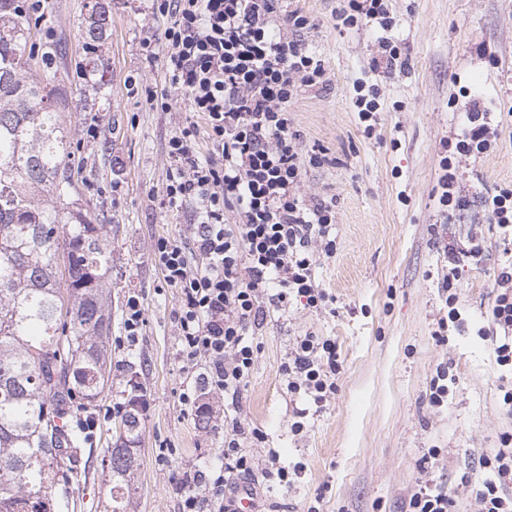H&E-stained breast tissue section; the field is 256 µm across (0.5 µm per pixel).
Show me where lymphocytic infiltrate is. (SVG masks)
Returning <instances> with one entry per match:
<instances>
[{
  "label": "lymphocytic infiltrate",
  "mask_w": 512,
  "mask_h": 512,
  "mask_svg": "<svg viewBox=\"0 0 512 512\" xmlns=\"http://www.w3.org/2000/svg\"><path fill=\"white\" fill-rule=\"evenodd\" d=\"M172 21L162 48L144 42L146 53H161L163 67L188 98L202 124L179 128L168 141L170 174L161 193L173 210L194 202L198 224L193 250L166 238L155 243V258L167 286L180 295L177 354L190 380L179 394L184 413L201 408L204 394L237 405L254 364L247 331L251 322L292 302L328 307L332 298L317 283L321 255L331 254L336 224L333 203H306L299 188L307 168L328 161L320 148H305L291 126L288 107L303 88L325 82L322 60L302 40L314 23L287 9L285 0H155ZM344 26L369 23L381 28L382 53L374 69L390 70L401 60L388 36L396 25L387 0H346ZM466 124L442 157L440 202L463 209L465 197L454 188L457 157H479L498 137L493 118L478 99L464 102ZM214 156L200 158L199 139ZM236 211L229 224L226 211ZM489 310L500 335L494 352L500 367L512 368V262L500 268ZM340 363L336 344L313 335L296 337L282 375L288 390L319 405L336 392ZM260 430L232 422L224 434L219 465L180 473L179 512H203L217 505L234 512V497L256 469L246 443L264 442ZM486 476L471 512H512V433L480 460Z\"/></svg>",
  "instance_id": "obj_1"
}]
</instances>
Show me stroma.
Returning <instances> with one entry per match:
<instances>
[{
	"label": "stroma",
	"instance_id": "35a3bbf8",
	"mask_svg": "<svg viewBox=\"0 0 512 512\" xmlns=\"http://www.w3.org/2000/svg\"><path fill=\"white\" fill-rule=\"evenodd\" d=\"M108 18L101 55L111 79L98 86L84 74L81 24L92 5ZM398 19L393 35L404 66L375 71L379 28L338 25L341 0H290L314 19L303 31L323 60L324 86L303 89L289 107L305 147L325 150L329 162L304 173L306 202L325 200L336 210L335 248L322 257L316 278L334 302L315 310L300 304L270 314L250 327L257 347L242 390L237 416L267 440L252 447L256 459L268 451L304 469L281 488L255 472L251 483L259 512H405L418 483L448 489L466 505L484 477L479 459L512 433V411L503 394L512 374L496 362L488 312L494 275L512 244L503 242L481 205L484 195L512 188V0H389ZM43 41L64 39L58 64L70 110L67 128L84 213L102 227L112 270L105 281L112 296L109 340L112 386L94 412L95 429L84 447L86 474L74 492L75 512H106L113 406L123 403L129 379L144 390L141 466L135 512H179L175 475L215 462L224 444V401L207 395V419L183 414L184 376L177 357L175 312L179 293L167 287L154 262V244L168 237L192 247L196 209H162L158 196L170 168L167 142L196 120L184 94L173 89L159 59L144 41L159 42L169 17L152 0H41L33 13ZM135 77L136 86L126 83ZM380 88L376 132L365 137L353 103V86ZM169 94L170 111L152 109L144 88ZM490 103L500 123L490 150L459 158L455 187L464 210L447 213L439 203L440 160L466 116L454 102L463 96ZM96 126V137L85 130ZM485 247L469 253L472 239ZM457 256L462 323L447 342L435 332L448 316L442 282L449 254ZM138 295L145 324L135 346L123 345L126 302ZM335 340L340 371L337 391L307 427L293 434L294 408L281 366L295 337ZM453 381L442 406L429 403L437 367ZM434 462L422 464L428 449Z\"/></svg>",
	"mask_w": 512,
	"mask_h": 512
}]
</instances>
